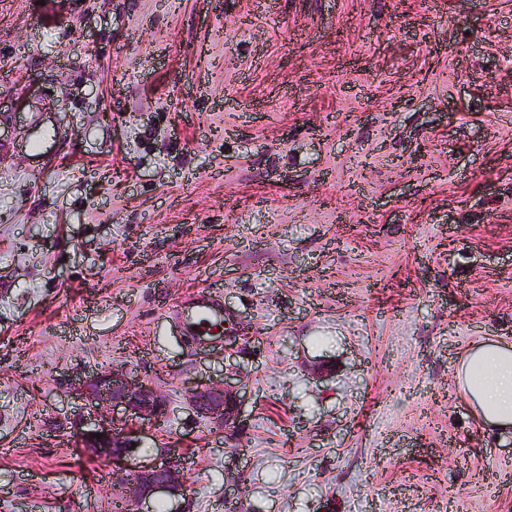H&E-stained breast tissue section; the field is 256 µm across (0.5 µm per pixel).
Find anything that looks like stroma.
Here are the masks:
<instances>
[{"label": "stroma", "instance_id": "obj_1", "mask_svg": "<svg viewBox=\"0 0 512 512\" xmlns=\"http://www.w3.org/2000/svg\"><path fill=\"white\" fill-rule=\"evenodd\" d=\"M0 144V512H112L55 426L115 362L183 512H512L453 382L512 344V0H0ZM228 371L239 455L184 400ZM188 307L191 309V317L186 323V330L190 336H196L199 340L212 336L213 329L226 322L222 307L207 295L194 297Z\"/></svg>", "mask_w": 512, "mask_h": 512}]
</instances>
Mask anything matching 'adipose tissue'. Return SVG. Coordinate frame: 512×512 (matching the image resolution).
Masks as SVG:
<instances>
[{
  "label": "adipose tissue",
  "mask_w": 512,
  "mask_h": 512,
  "mask_svg": "<svg viewBox=\"0 0 512 512\" xmlns=\"http://www.w3.org/2000/svg\"><path fill=\"white\" fill-rule=\"evenodd\" d=\"M456 383L485 424L512 426V345L486 342L473 346L459 360Z\"/></svg>",
  "instance_id": "adipose-tissue-1"
}]
</instances>
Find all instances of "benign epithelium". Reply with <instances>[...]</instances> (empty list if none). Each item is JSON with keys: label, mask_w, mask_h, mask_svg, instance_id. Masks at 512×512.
<instances>
[{"label": "benign epithelium", "mask_w": 512, "mask_h": 512, "mask_svg": "<svg viewBox=\"0 0 512 512\" xmlns=\"http://www.w3.org/2000/svg\"><path fill=\"white\" fill-rule=\"evenodd\" d=\"M71 390L81 408L64 421L67 434L87 456L112 464L115 482L126 488L118 499L128 512H154L158 502L166 504L167 512H181L176 501L186 490V458L165 448L162 459L142 460V428L169 418L167 396L125 363L87 373ZM185 403L213 431L231 437L243 408L241 386L225 379L192 385L186 388ZM96 433L102 437L95 438Z\"/></svg>", "instance_id": "7a95c632"}]
</instances>
